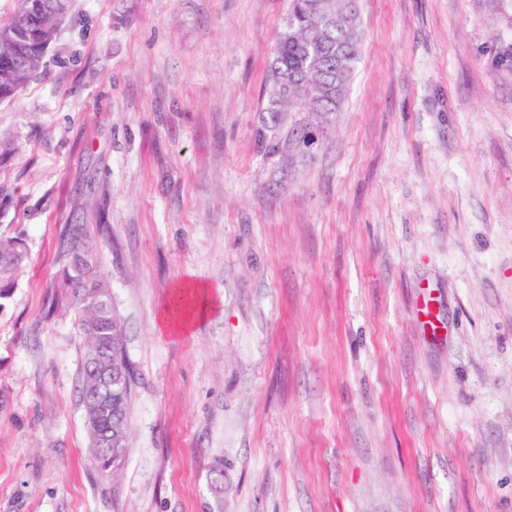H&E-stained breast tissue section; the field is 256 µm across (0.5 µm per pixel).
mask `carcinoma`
<instances>
[{
    "instance_id": "cac0c4a2",
    "label": "carcinoma",
    "mask_w": 512,
    "mask_h": 512,
    "mask_svg": "<svg viewBox=\"0 0 512 512\" xmlns=\"http://www.w3.org/2000/svg\"><path fill=\"white\" fill-rule=\"evenodd\" d=\"M353 0H288V10L277 32L267 72V98L262 111L269 114L267 122L257 131L258 140L267 144L271 154L280 150L271 137L279 115L299 105L306 112L328 113L339 109L360 55L359 22L328 28L325 18L351 12ZM39 61L24 65L26 73L17 75L0 70V90L24 87L33 77ZM82 243L90 249L87 262L75 257V246ZM64 267L62 302L73 313L76 336L83 346L81 398L85 417L107 424L110 411L106 406L90 404L96 379L89 365L92 350L98 349L123 364L126 379L123 417L115 430L120 447H126L128 410L132 375L122 350L120 321L112 307L108 282L102 276L96 249L87 226L78 224L68 229L62 244ZM0 257L12 263L0 264V306L11 297L15 280L28 260L24 243L17 237H0ZM93 287H88V283ZM93 464L102 478L116 481L121 473L122 455L98 454L94 440H89Z\"/></svg>"
}]
</instances>
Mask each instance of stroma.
I'll return each mask as SVG.
<instances>
[{
  "mask_svg": "<svg viewBox=\"0 0 512 512\" xmlns=\"http://www.w3.org/2000/svg\"><path fill=\"white\" fill-rule=\"evenodd\" d=\"M287 6L71 0L0 102V512H512V0H359L340 111L270 155ZM72 224L132 373L115 483L49 310ZM187 283L214 310L162 336ZM0 257H10L11 265L3 266L0 263V307L3 302L11 297V292L15 280L20 270L25 266L28 260V252L24 243L17 237H0Z\"/></svg>",
  "mask_w": 512,
  "mask_h": 512,
  "instance_id": "stroma-1",
  "label": "stroma"
}]
</instances>
